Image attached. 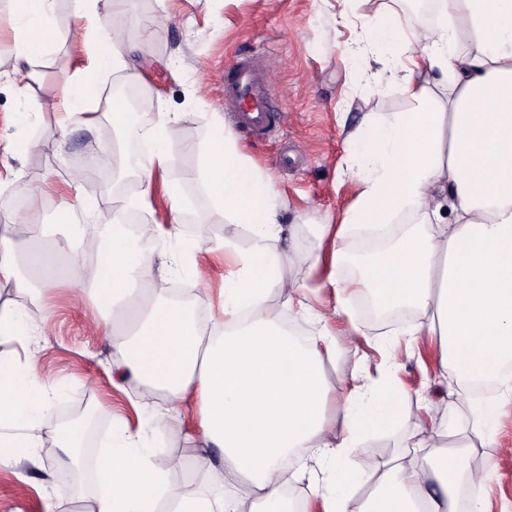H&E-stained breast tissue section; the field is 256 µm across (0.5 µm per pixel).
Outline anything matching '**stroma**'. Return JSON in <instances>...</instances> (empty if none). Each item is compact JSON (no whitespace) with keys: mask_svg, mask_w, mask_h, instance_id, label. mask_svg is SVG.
<instances>
[{"mask_svg":"<svg viewBox=\"0 0 512 512\" xmlns=\"http://www.w3.org/2000/svg\"><path fill=\"white\" fill-rule=\"evenodd\" d=\"M419 7V0H175L172 19L158 25V0H120L118 8L127 18L123 41L131 50L130 67L101 75L84 115L66 124L61 108L64 81L89 71L99 32L95 20L76 27L68 0H56L51 18L56 38L29 65L33 82L21 102L15 92L19 76L6 18L8 2L0 0V237L10 236L11 224H33L45 240L64 247L71 225L85 218L84 202L103 201L104 221L114 225L118 213L126 211L127 200L142 195L150 207L141 212V219L166 222L168 183L202 186L195 152L207 146L210 117L220 112L234 127L241 151L278 194L281 217L292 231V260L283 266L285 277L303 281L326 276L330 252L319 247L316 227L338 223L356 197L355 183L341 170L346 153L342 122H357L367 112L382 119L415 107L398 89L389 52L363 57L351 48L377 17L390 12L409 29L436 32L441 13L427 17ZM253 49L288 113L287 123L265 136L235 128L233 112L224 108L219 78L225 64ZM116 82L134 84L180 113L170 131L173 163L165 177L150 184L145 181L150 165L143 159L129 173L124 191L112 192L106 182L91 178L81 192H74L72 171L99 162L109 151L105 128L112 123V97L105 89ZM29 137L41 140L42 150L18 153L17 145ZM196 237L202 248L195 261L204 281H196L190 271L174 270L155 273L150 286L155 297L166 300L174 289L187 290L182 307L199 327L213 332L224 277L231 268L222 243L231 238L244 248L249 240L240 225L223 224L207 197ZM3 306L14 308L25 326L38 327L41 334L1 344L0 354L32 362L37 380L51 385L53 395L40 421L36 454L0 465V512H81L85 500L95 495V480L84 476L94 470L95 459L63 464L56 445L58 417L83 408L97 413L92 443L96 449L113 426L144 428L154 463L166 471L171 487L194 489L201 462L220 464L219 449L202 447L197 438L195 413L172 416L158 427L150 414L135 406L137 382L113 386V318L110 310L97 305L91 279H84L78 294L65 281L40 294L20 293L5 283L0 285ZM347 310L334 325L339 333L336 355L323 361L324 374L340 400L351 387L383 377L380 349L397 341L393 319H370L359 296L350 297ZM350 317L365 331L355 344L343 334ZM439 360L437 342L423 336L411 351L400 352L395 372L410 411L436 423L461 417L460 411L442 408L443 402L453 401L456 383L442 377ZM411 429L407 422L362 441L352 456L354 468L393 457L408 462L403 443ZM471 455L491 470V512H512V406L499 415L493 455H485L480 447L472 448Z\"/></svg>","mask_w":512,"mask_h":512,"instance_id":"35a3bbf8","label":"stroma"}]
</instances>
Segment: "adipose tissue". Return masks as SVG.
<instances>
[{
  "label": "adipose tissue",
  "instance_id": "obj_1",
  "mask_svg": "<svg viewBox=\"0 0 512 512\" xmlns=\"http://www.w3.org/2000/svg\"><path fill=\"white\" fill-rule=\"evenodd\" d=\"M10 3L15 55L28 64L56 37L54 0ZM442 5L451 20L468 21L475 51H456L459 34L451 20L429 37L388 13L367 33L368 47L394 53L401 91L420 107L382 120L365 115L348 130L343 168L360 192L336 235L356 227L383 230L406 210L424 224L377 252L349 283L337 275L347 251L336 247L326 281L335 294L332 306L315 308L313 286L283 276L286 228L277 194L241 153L223 116L212 114L198 174L225 223L247 227L251 238L245 251L224 243L235 262L224 278V332L206 335L174 302L161 301L150 305L136 335L113 336L112 346L120 356L119 377L143 385L141 409H152L159 392L175 411L196 397L199 434L205 445L222 449L223 459L204 466L196 489L175 491L142 432L119 429L103 450L102 489L84 512H242L246 495L254 499L252 512H290L281 462L297 448L318 464L311 491L324 498L326 512H457L465 487L472 491L468 512H489V470L470 467L464 447L438 444L440 429L419 418L405 441L410 462L391 459L355 471L351 456L359 441L404 420V409L398 393L373 384L354 387L327 413L333 391L321 369L323 358L336 352L331 322L345 314L348 295L362 291L382 308L417 312L406 336L437 340L440 368L455 379L456 401L469 410L452 435L470 430L482 447H496L497 413L512 405V0ZM436 69L453 71L459 82L448 90L444 112L429 88ZM178 119L162 107L145 128L131 123L121 100L113 102V125L149 144L152 165L161 170L172 162L169 131ZM168 196L173 223L138 225L131 240L114 236L109 226L85 223L96 242L86 267L100 304L114 307L133 279H150L158 264L181 268L199 250V242H182L176 224L186 198L176 186ZM447 204L455 212L451 223L441 215ZM148 243L158 244L159 252H146ZM56 276L55 250L33 252L22 264L12 241L0 238L1 281L26 293L36 283L50 287ZM274 292L287 295L289 309L310 321L307 337L284 329L280 309L268 303ZM51 394L32 367L0 375V427L19 430L9 453L0 452V464L37 448L38 418ZM359 479L376 482L372 496L360 502L353 495Z\"/></svg>",
  "mask_w": 512,
  "mask_h": 512
}]
</instances>
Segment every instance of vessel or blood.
I'll return each mask as SVG.
<instances>
[{
	"instance_id": "b4317fda",
	"label": "vessel or blood",
	"mask_w": 512,
	"mask_h": 512,
	"mask_svg": "<svg viewBox=\"0 0 512 512\" xmlns=\"http://www.w3.org/2000/svg\"><path fill=\"white\" fill-rule=\"evenodd\" d=\"M224 99L242 130L261 135L284 124L286 114L258 58L240 56L224 68Z\"/></svg>"
}]
</instances>
